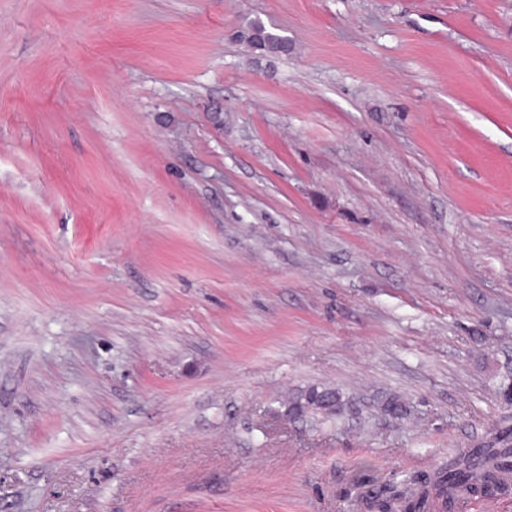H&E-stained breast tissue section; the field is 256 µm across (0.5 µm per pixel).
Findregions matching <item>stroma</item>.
Segmentation results:
<instances>
[{
  "mask_svg": "<svg viewBox=\"0 0 512 512\" xmlns=\"http://www.w3.org/2000/svg\"><path fill=\"white\" fill-rule=\"evenodd\" d=\"M510 386L512 0H0V512H357ZM248 46L255 51L274 53L281 50V44L288 38L268 30L259 20L249 24L246 36ZM340 404L335 391H319L318 388H311L304 395L293 400L288 407V411L294 416L302 415L309 410H324L332 413L335 412V407H339Z\"/></svg>",
  "mask_w": 512,
  "mask_h": 512,
  "instance_id": "obj_1",
  "label": "stroma"
}]
</instances>
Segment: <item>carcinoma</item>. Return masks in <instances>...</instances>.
Listing matches in <instances>:
<instances>
[{
	"label": "carcinoma",
	"instance_id": "obj_1",
	"mask_svg": "<svg viewBox=\"0 0 512 512\" xmlns=\"http://www.w3.org/2000/svg\"><path fill=\"white\" fill-rule=\"evenodd\" d=\"M248 46L255 51L274 53L281 50L286 37L268 30L259 20L249 24L246 36ZM340 406L336 392L311 388L293 400L288 411L297 416L310 410L330 413ZM359 484L370 492L372 512H430V491L455 495L458 493L487 494L503 491L512 485V427L496 428L491 442L451 460L433 477L415 475L412 484L416 489L399 488L395 485L378 486L365 475H360Z\"/></svg>",
	"mask_w": 512,
	"mask_h": 512
}]
</instances>
